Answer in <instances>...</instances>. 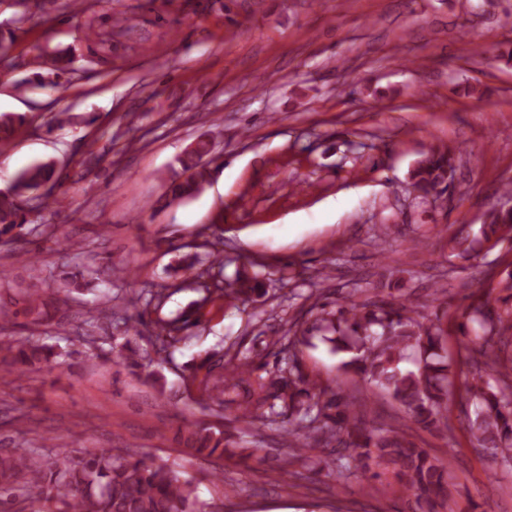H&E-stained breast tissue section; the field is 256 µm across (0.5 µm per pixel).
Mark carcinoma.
<instances>
[{
  "instance_id": "obj_1",
  "label": "carcinoma",
  "mask_w": 512,
  "mask_h": 512,
  "mask_svg": "<svg viewBox=\"0 0 512 512\" xmlns=\"http://www.w3.org/2000/svg\"><path fill=\"white\" fill-rule=\"evenodd\" d=\"M69 55L51 59L55 80L51 86L66 88L62 78L71 73ZM28 123L22 113H0V145H8ZM213 150V137L200 136L178 159L181 172L169 178L165 200L189 198L201 191L208 172L201 164ZM455 159L449 150L432 149L410 173L415 198L429 201L445 193L456 180ZM50 184L59 188L62 176L53 160L39 161L18 172L6 191H0V247L17 250L31 238L47 234L49 225L35 224L29 213L59 205L54 193L38 194ZM512 246V209L497 208L478 228L460 224L449 238L452 255L476 261L485 251L503 244ZM209 266L197 277H207L209 293L245 303L263 291L262 283L248 278L223 283L215 268L223 267L218 249L209 252ZM507 296L495 295V290ZM459 312L444 308L428 318L409 299L396 298L380 289V295L362 302L343 298L336 309L314 306L312 326L295 322L288 329V347L293 350L285 366L267 377L253 376L251 362L238 354L225 364L206 356L199 368L206 369L205 391L212 401L236 406L238 419L251 423L259 417L282 418L288 425V447L292 460H299L306 448L342 449L336 457L338 475L347 478L367 474L375 466H391L410 491L421 512H435L444 496L449 467L408 438V425L383 432L371 429L355 402L341 390L323 388L300 369L297 353L310 345L311 332L323 331L330 351L344 356L339 369L353 373L367 384L386 392L405 409L407 421L426 430L449 433L453 429L451 408L456 383L451 376L444 346L448 328L454 323L463 355L472 371L463 383L457 404L476 448L492 451L494 463L512 470V271L488 288L467 296ZM61 298L56 292L16 288L8 298L0 294V376L21 377L29 372L61 364L64 353L37 338L17 341L11 336L12 320L22 317L31 331L52 324L58 318ZM123 323L125 332L141 335L138 323L112 311V294L106 293L98 307L89 312L88 322L102 324L103 334H83L79 340L90 359L115 362L142 375L154 360L164 361L169 350L191 338L199 321L187 314L157 323L152 334L154 357L148 359L129 344L112 342V321ZM417 355V368L404 363ZM145 375V374H143ZM152 386L159 377L145 375ZM181 451L190 457L224 459L228 438L224 430L185 421L174 436ZM28 504L29 512H197L194 482L177 475L161 462H146L128 448L86 449L75 456L51 455L37 447L13 448L0 452V512H14L17 498Z\"/></svg>"
}]
</instances>
